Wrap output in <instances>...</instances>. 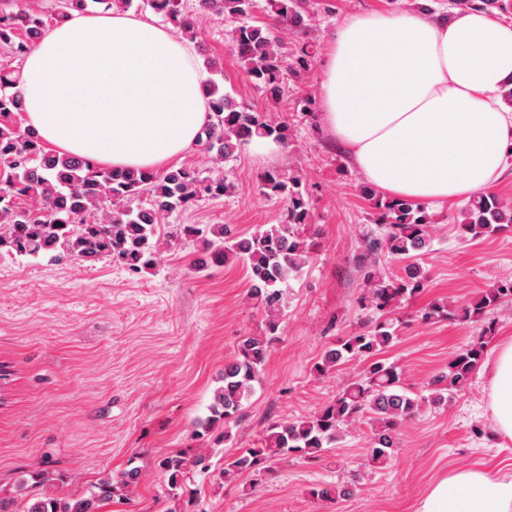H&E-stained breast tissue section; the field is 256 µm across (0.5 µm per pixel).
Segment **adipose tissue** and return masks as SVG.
<instances>
[{"mask_svg": "<svg viewBox=\"0 0 512 512\" xmlns=\"http://www.w3.org/2000/svg\"><path fill=\"white\" fill-rule=\"evenodd\" d=\"M512 21L458 11L363 13L329 39L323 121L359 172L387 196L442 204L488 189L512 159ZM193 50L129 11L72 12L21 70L26 128L57 152L103 167L158 171L192 153L208 120ZM500 439L512 441V339L487 366ZM418 512H512V476L463 468Z\"/></svg>", "mask_w": 512, "mask_h": 512, "instance_id": "adipose-tissue-1", "label": "adipose tissue"}]
</instances>
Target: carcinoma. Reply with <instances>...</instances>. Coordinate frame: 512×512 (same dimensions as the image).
<instances>
[{
    "instance_id": "carcinoma-1",
    "label": "carcinoma",
    "mask_w": 512,
    "mask_h": 512,
    "mask_svg": "<svg viewBox=\"0 0 512 512\" xmlns=\"http://www.w3.org/2000/svg\"><path fill=\"white\" fill-rule=\"evenodd\" d=\"M133 0H63L59 20L72 11L89 8L127 10ZM157 14L169 19L189 39L196 35L197 17L213 14L233 23L232 49L256 88L272 100H280L286 76L298 75L308 66L307 46L292 50L295 37L309 35L312 16L308 0H268L270 21L251 22L253 0H196L188 9L182 0H145ZM459 10H482L512 14V0H451ZM46 34L41 15L31 11H0V47L9 57L23 59ZM19 73L0 68V250L18 256L38 257L51 253L94 262L102 257L122 263L137 274L160 261L158 227L162 219L203 197L219 198L231 193L234 182L224 173L222 163L256 139L271 138L288 144V129L268 115L251 112L231 95L222 93L216 81L208 80V123L199 141L201 153L212 163L215 175L203 177L192 167L171 168L162 173L140 168L100 167L80 156L60 154L45 147L33 131L22 130L15 117L24 111L17 89ZM263 194L285 200L284 219L261 226L250 236L236 237L222 224H186L176 233L203 245L215 265L242 263L249 271V294L267 316L266 335H247L237 355L224 364L221 385L214 390L209 415L197 420V428L210 433L236 419L243 402L253 392V382L264 366L270 335L280 325L283 309L281 285L300 273L310 260L312 243L304 233L309 225V204L303 178L269 172L263 178ZM146 196L147 203L136 209L125 206L129 199ZM365 195L374 201L381 233L365 244L361 257L366 284L367 307L375 317L363 329L338 340L314 366L317 376L330 374L348 361L362 363L360 374L344 384L324 407L310 417L275 422L266 428L260 445L246 448L224 462L222 475L234 476L256 471L262 464L290 453L316 460L338 442L350 426L367 420L372 442L367 457L374 468L392 459L404 423L425 404L444 403L460 393L483 364L486 337L493 322L482 326L478 335L448 361L447 371L431 382L428 397H412L404 387L399 367L383 358L398 339L401 324L398 310L422 294L427 271L422 256L429 250L435 226L424 207L405 200L382 198L372 189ZM455 224L459 236L490 238L512 224V205L495 194L479 193L458 210ZM402 260L404 274L387 273L381 257ZM512 302V278L497 282L478 298L452 306L433 301L425 309L426 322H479L491 311ZM209 467L205 454L193 460L175 455L167 458L170 494L177 496L187 472ZM138 478V470L122 472L119 479L106 473L81 495L60 497L50 491L24 512H99L121 488ZM348 484L322 483L311 489L312 497L336 502L354 495Z\"/></svg>"
}]
</instances>
